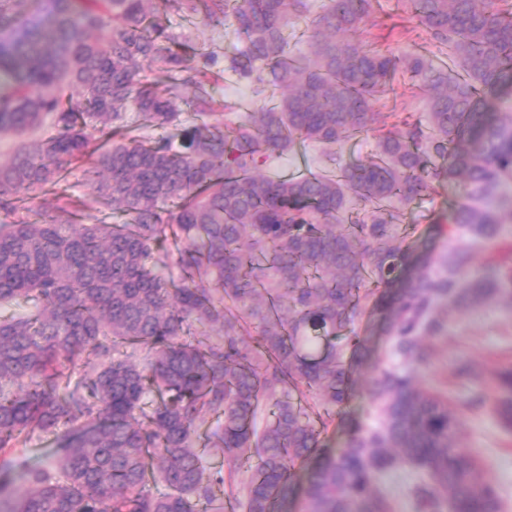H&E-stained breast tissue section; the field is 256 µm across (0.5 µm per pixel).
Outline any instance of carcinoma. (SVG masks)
<instances>
[{"label": "carcinoma", "mask_w": 512, "mask_h": 512, "mask_svg": "<svg viewBox=\"0 0 512 512\" xmlns=\"http://www.w3.org/2000/svg\"><path fill=\"white\" fill-rule=\"evenodd\" d=\"M25 2L0 0V134L45 136L0 163V211L14 216L0 224V454L49 435L65 453L21 491L1 479L0 512H211L222 491L243 512H391L380 483L400 467L420 475L416 512H506L461 415L488 411L512 435V367L456 364V408L417 377L451 313L490 299L512 310V259L472 273L512 223V113L499 108L512 0H405L437 62L361 40L373 0H327L307 56L288 39L306 0H48L43 15ZM170 11L244 34L227 70L277 102L219 120L207 72L184 75ZM399 74L425 121L370 111ZM177 125V147L138 134ZM368 132L375 156L346 161ZM302 143L324 148L321 171L263 173ZM78 172L125 223L85 221L68 192ZM440 177L461 184L453 243L416 259L400 217ZM51 189L52 212L30 220L20 203ZM366 314L387 320L374 362L354 329ZM368 363V420L348 421ZM213 415L222 427L204 437ZM337 418L347 445L328 448ZM208 452L244 478L211 471Z\"/></svg>", "instance_id": "cac0c4a2"}]
</instances>
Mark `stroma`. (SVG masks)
<instances>
[{"label": "stroma", "instance_id": "stroma-1", "mask_svg": "<svg viewBox=\"0 0 512 512\" xmlns=\"http://www.w3.org/2000/svg\"><path fill=\"white\" fill-rule=\"evenodd\" d=\"M403 3L404 0H376L363 24L364 39L385 38L388 50L397 58L419 48L425 54H432L434 48L427 45L422 28H415L410 33L403 30ZM163 24L176 42L201 50V57L195 58L194 63L207 66L216 76L212 93L228 111L244 114L261 107V100L248 90L246 82L238 80L226 69L228 58L245 48L243 37L232 28L203 25L173 12L164 18ZM459 193L456 183L437 181L429 195L411 203L403 218L408 226L403 247L435 255L449 246V238L437 237L436 227L447 223ZM457 358L489 367L512 365V312L504 306L488 304L453 315L447 336L436 344L433 368L421 376L422 385L445 387L451 395H458L459 388L452 384L449 375V365ZM463 429L468 446L486 459L488 477L512 507V439L484 412L465 413Z\"/></svg>", "mask_w": 512, "mask_h": 512}]
</instances>
